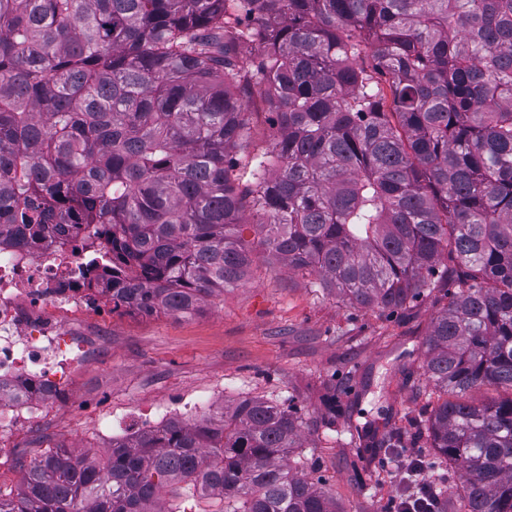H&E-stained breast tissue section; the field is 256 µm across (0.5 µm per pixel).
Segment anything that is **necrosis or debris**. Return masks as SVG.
Masks as SVG:
<instances>
[{
	"instance_id": "4bbe7bcc",
	"label": "necrosis or debris",
	"mask_w": 512,
	"mask_h": 512,
	"mask_svg": "<svg viewBox=\"0 0 512 512\" xmlns=\"http://www.w3.org/2000/svg\"><path fill=\"white\" fill-rule=\"evenodd\" d=\"M91 224H62L25 245H0V437L27 429L76 364L92 324L112 319L108 257L90 260Z\"/></svg>"
}]
</instances>
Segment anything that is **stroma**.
Wrapping results in <instances>:
<instances>
[{"label": "stroma", "instance_id": "35a3bbf8", "mask_svg": "<svg viewBox=\"0 0 512 512\" xmlns=\"http://www.w3.org/2000/svg\"><path fill=\"white\" fill-rule=\"evenodd\" d=\"M254 263L242 285L200 313L116 314L88 341L66 382L67 405L0 446V493H16L22 467L54 447L86 442L97 424L124 421L177 398H206L207 409L244 399L293 403L309 427L294 459L317 471L343 512H386L405 458H432L415 439L430 408L417 369L442 304L420 298L409 309L362 308L315 275L269 263L255 225L242 227ZM342 390L335 423L320 417L327 388Z\"/></svg>", "mask_w": 512, "mask_h": 512}]
</instances>
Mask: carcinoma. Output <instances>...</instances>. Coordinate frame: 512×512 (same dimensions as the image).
<instances>
[{"mask_svg":"<svg viewBox=\"0 0 512 512\" xmlns=\"http://www.w3.org/2000/svg\"><path fill=\"white\" fill-rule=\"evenodd\" d=\"M250 110L273 132L242 187ZM62 210L102 226L114 312L238 287L248 214L268 258L361 307L444 281L424 434L454 512H512V395L464 399L512 391V0H0V244ZM304 425L249 399L114 440L103 467L50 450L0 512H186L161 506L182 483L196 512H340L292 464Z\"/></svg>","mask_w":512,"mask_h":512,"instance_id":"1","label":"carcinoma"}]
</instances>
